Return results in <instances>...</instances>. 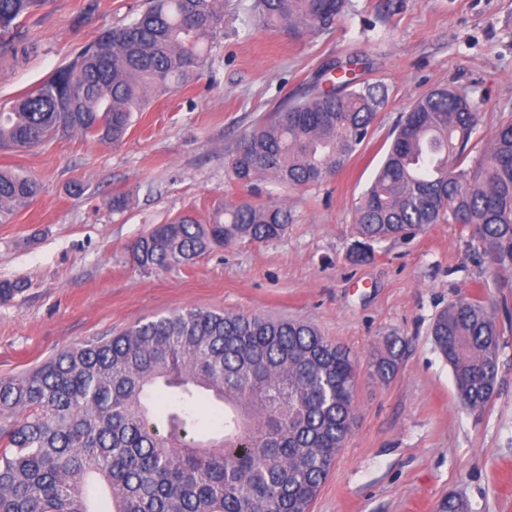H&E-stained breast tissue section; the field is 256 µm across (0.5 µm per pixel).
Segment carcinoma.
<instances>
[{
    "label": "carcinoma",
    "instance_id": "carcinoma-1",
    "mask_svg": "<svg viewBox=\"0 0 512 512\" xmlns=\"http://www.w3.org/2000/svg\"><path fill=\"white\" fill-rule=\"evenodd\" d=\"M46 0H0V52L21 49L23 20ZM346 0H255L267 28L329 33ZM224 0H148L144 10L82 47L39 86L0 108V150L78 134L114 146L149 93L199 77L223 32ZM358 61L339 81L314 79L278 106L229 156L237 184L268 176L281 187L321 184L365 141L385 100L359 79ZM477 115L463 96L436 88L411 102L386 158L355 209L351 256L370 243L434 224L473 228L470 247L492 269L512 271V120L469 157ZM32 179L0 169V223L32 203ZM280 200L224 202L206 219L180 214L130 246L134 266L156 272L188 265L238 241L288 233ZM433 341L452 368L460 404L479 411L496 386L500 330L492 308L460 299L435 318ZM401 339L386 342L373 374L399 367ZM358 365L348 348L301 320L183 308L60 351L19 378L0 379V512H93L88 487L112 512H309L352 433ZM167 394L166 424L152 394ZM224 418L204 425L200 396Z\"/></svg>",
    "mask_w": 512,
    "mask_h": 512
}]
</instances>
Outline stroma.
<instances>
[{
  "label": "stroma",
  "mask_w": 512,
  "mask_h": 512,
  "mask_svg": "<svg viewBox=\"0 0 512 512\" xmlns=\"http://www.w3.org/2000/svg\"><path fill=\"white\" fill-rule=\"evenodd\" d=\"M48 0L20 38L37 50L0 55V106L36 88L103 29L144 0ZM254 0H224L219 64L134 113L117 147L80 136L0 151V168L41 186L0 224V280L24 287L0 299V378L20 376L59 351L111 336L184 307L295 318L314 324L358 359L356 422L310 512H437L462 496L471 512H512V272L493 273L469 245L472 230L436 224L403 240L372 243L351 259L355 206L371 185L410 102L439 87L465 95L484 145L512 119V0H348L332 32L294 34L250 25ZM386 101L345 167L321 185H252L227 175L229 153L254 124L308 81L349 56ZM127 195L123 214L113 195ZM287 201V235L240 241L158 273L136 268L129 246L156 224L219 202ZM492 304L502 332L495 393L471 413L430 329L452 301ZM401 337L397 373L371 362Z\"/></svg>",
  "instance_id": "1"
}]
</instances>
